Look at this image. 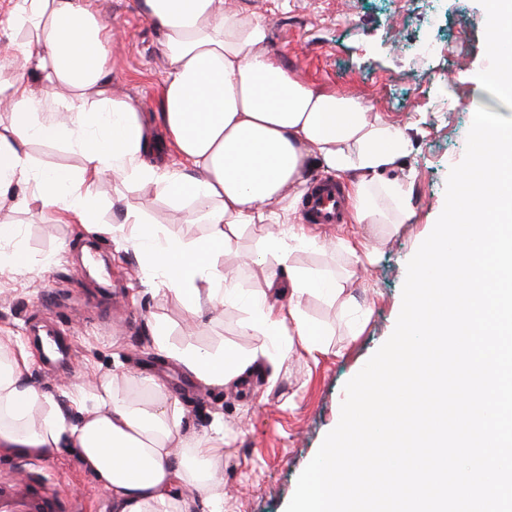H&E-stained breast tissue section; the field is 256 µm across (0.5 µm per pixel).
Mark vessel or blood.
Returning a JSON list of instances; mask_svg holds the SVG:
<instances>
[{
	"label": "vessel or blood",
	"mask_w": 512,
	"mask_h": 512,
	"mask_svg": "<svg viewBox=\"0 0 512 512\" xmlns=\"http://www.w3.org/2000/svg\"><path fill=\"white\" fill-rule=\"evenodd\" d=\"M347 194L338 182L316 179L307 194L305 221L309 224H340L346 217ZM81 504L72 498L61 502L53 486L38 472L25 471L0 482V512H79Z\"/></svg>",
	"instance_id": "1"
}]
</instances>
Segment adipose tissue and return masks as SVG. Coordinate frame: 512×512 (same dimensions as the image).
I'll return each instance as SVG.
<instances>
[{
  "instance_id": "ef3b65f1",
  "label": "adipose tissue",
  "mask_w": 512,
  "mask_h": 512,
  "mask_svg": "<svg viewBox=\"0 0 512 512\" xmlns=\"http://www.w3.org/2000/svg\"><path fill=\"white\" fill-rule=\"evenodd\" d=\"M162 35L167 76L158 119L166 143L184 168L153 159L143 113L112 94L105 80L112 31L85 0H14L9 13L22 40L0 46L11 74L0 80V104L9 109L0 127V203L14 208L72 214L108 235L98 223L96 183L106 175L121 185L149 184L176 203L191 202L208 233L197 240L157 232L133 202L124 221L144 267L161 278L187 312L222 313L233 299L218 259L234 252L237 231L249 224H284L288 200L299 197L304 173L323 168L347 179L351 216L358 224H402L412 212L405 160L411 140L397 126L373 116L364 100L306 83L265 49L264 17L224 0H140ZM67 147L83 158L80 170L47 168L30 153L32 142ZM266 257L255 258L266 282L274 257L288 283L291 307L255 305L252 325L268 335L299 336L310 351L319 330L297 305L307 294L342 293L336 277H319L293 265L290 246L269 238ZM29 256L20 225L0 224V271L25 272ZM208 384H223L253 362L244 355L167 349ZM28 355L0 336V451L18 456L77 449L87 471L112 496L113 512H191L193 495L222 512L224 494L214 463L224 433L176 449L182 426L177 403L155 392L150 403L133 401L103 382L93 399L79 398L77 417L26 379Z\"/></svg>"
}]
</instances>
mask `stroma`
Returning <instances> with one entry per match:
<instances>
[{"label": "stroma", "mask_w": 512, "mask_h": 512, "mask_svg": "<svg viewBox=\"0 0 512 512\" xmlns=\"http://www.w3.org/2000/svg\"><path fill=\"white\" fill-rule=\"evenodd\" d=\"M261 14L269 26V52L316 88L363 99L373 114L412 137L406 166L412 171L413 215L389 224L305 225L302 207L284 224H251L238 231L241 254H262L268 234L288 239L305 233L292 264L313 272L346 270L338 298L305 296L303 315L324 333L321 350L308 352L294 336L248 329L252 303L263 281L255 268L235 273V300L219 316L190 320L181 300L147 272L139 250L122 231L125 201L147 222L179 231L186 239L208 227L189 222L192 204H174L154 187L116 189L112 178L97 185L101 235L68 214L0 209V221L20 224L30 257L22 275L0 273V336L30 347L33 334L55 333L72 343L67 367L50 370L32 358L29 377L53 401L70 406L76 391L92 395L113 375L130 396L146 395L154 382L181 408L184 445L224 428L216 470L224 488L223 512H285L299 474L325 435L340 420L345 383L390 337L402 306L406 264L428 237L445 204L452 166L465 153L477 108L512 114V102L490 85L495 63L489 45L487 0H233ZM112 29L109 86L147 114L159 110L166 61L161 34L135 0H92ZM440 41L443 52H415L420 37ZM339 241H362L379 252L368 266L333 250ZM162 322L170 347L210 354L257 353L239 378L221 385L198 380L159 355L154 322ZM42 477L61 493L82 496L88 512H112L109 494L63 448L37 459Z\"/></svg>", "instance_id": "1"}]
</instances>
